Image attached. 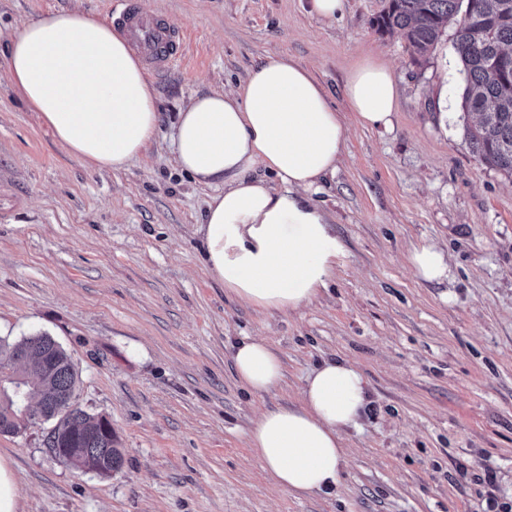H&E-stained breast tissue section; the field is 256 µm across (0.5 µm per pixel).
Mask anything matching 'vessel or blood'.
I'll use <instances>...</instances> for the list:
<instances>
[{"instance_id": "1", "label": "vessel or blood", "mask_w": 512, "mask_h": 512, "mask_svg": "<svg viewBox=\"0 0 512 512\" xmlns=\"http://www.w3.org/2000/svg\"><path fill=\"white\" fill-rule=\"evenodd\" d=\"M103 3L133 51L150 70L163 73L181 64L187 39L184 29L171 20L136 9L131 0Z\"/></svg>"}]
</instances>
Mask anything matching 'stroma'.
Wrapping results in <instances>:
<instances>
[{
  "label": "stroma",
  "instance_id": "stroma-1",
  "mask_svg": "<svg viewBox=\"0 0 512 512\" xmlns=\"http://www.w3.org/2000/svg\"><path fill=\"white\" fill-rule=\"evenodd\" d=\"M134 2L187 32L188 62L153 75L161 130L112 171L56 141L12 88L4 44L50 10L105 17L101 0H0V338L59 343L78 373L75 403L111 421L124 458L104 478L48 448L50 423L0 436L18 512H512V178L465 141L476 117L461 108L454 31L418 63L402 33L374 27L385 0H346L333 19L303 0ZM279 55L340 112L364 59L390 66L398 94L389 128L348 125L314 197L342 249L327 290L291 313L257 310L207 276L196 226L210 190L169 148L192 96ZM426 244L446 254L447 280L414 274L410 253ZM242 336L266 338L283 361L267 394L236 379ZM338 357L361 367L373 408L345 435L335 495L296 498L247 433Z\"/></svg>",
  "mask_w": 512,
  "mask_h": 512
}]
</instances>
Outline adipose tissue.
<instances>
[{
	"label": "adipose tissue",
	"instance_id": "adipose-tissue-1",
	"mask_svg": "<svg viewBox=\"0 0 512 512\" xmlns=\"http://www.w3.org/2000/svg\"><path fill=\"white\" fill-rule=\"evenodd\" d=\"M7 50L13 88L81 163L123 170L155 139L160 114L152 81L107 21L51 11L23 24ZM344 96L361 126L391 124L397 92L385 65L358 63ZM345 142L343 118L323 87L287 56L182 108L171 154L176 168L212 190L197 232L205 271L225 293L290 312L327 289L341 245L312 195L335 174ZM259 167L267 177L256 175ZM233 359L250 394L263 395L283 379L282 361L263 339H237ZM371 404L359 367L326 360L306 377L299 405L262 412L247 443L289 493L330 496L340 483L343 435L359 427Z\"/></svg>",
	"mask_w": 512,
	"mask_h": 512
}]
</instances>
